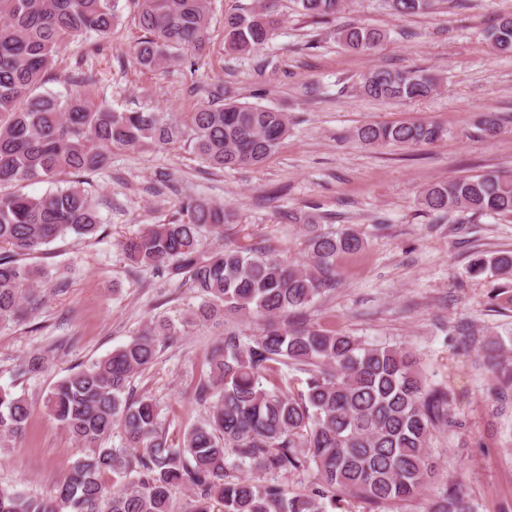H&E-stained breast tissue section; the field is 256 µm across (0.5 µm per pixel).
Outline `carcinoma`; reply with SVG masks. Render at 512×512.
Segmentation results:
<instances>
[{"label":"carcinoma","mask_w":512,"mask_h":512,"mask_svg":"<svg viewBox=\"0 0 512 512\" xmlns=\"http://www.w3.org/2000/svg\"><path fill=\"white\" fill-rule=\"evenodd\" d=\"M117 0H0V187L35 178L75 180L42 197L0 191V322L31 315L41 298L34 284L52 278L23 257L59 237H99L105 228L97 205L81 187V177L109 165L114 146L158 145L186 140L195 155L215 169L257 167L290 132L288 113L239 102L235 90L217 86L186 124L163 112H115L92 100L95 81L87 77L74 93L61 97L43 89L61 46L76 35L112 43L119 23ZM143 32L133 49L134 63L146 70L172 62L188 64L187 50L202 52L211 21L210 0H135ZM439 0H390L397 16L425 13ZM297 12L321 22L335 16L342 0H294ZM281 19L267 0L258 8L224 15V50L250 54L264 46ZM347 48L371 55L385 32L359 25L338 30ZM491 50L512 56V13L487 30ZM437 87L423 70L373 66L359 77L357 90L381 101L429 96ZM444 129L424 122L368 124L355 137L367 146L414 147L434 143ZM439 219L454 212L512 215V175L485 173L437 182L421 196ZM308 227L311 264L282 259L257 240L239 246L224 240V226L236 223L234 210L200 196L183 198L163 224H149L122 244L128 275L139 268L193 290L201 303L190 323L203 325L236 316L264 321L262 332L244 343L224 330V343L208 359L207 380L196 401L206 417L178 443L169 439L157 402L130 392L132 377L157 359L159 344L177 335L166 320H152L127 344L58 380L48 391L47 413L71 436L79 456L68 476L45 497L0 487V512H182L176 487L193 493L189 512H328L344 498L383 509L416 497L438 476L430 444L442 429L459 426L451 414V392L429 385L414 355L403 348L368 345L322 326L294 322L325 289L336 284V260L366 249L356 230L325 231L313 217L288 215ZM222 241L205 248V234ZM512 274V253L478 256L469 273ZM493 374L491 395L498 402L512 394V363L497 336L479 341ZM303 375L292 389L281 370ZM45 368L30 355L14 366L19 379ZM30 416L27 399L0 388V447L14 448ZM126 441L108 445L114 429ZM264 472L314 470L301 493L279 483L258 484L248 476L228 477L226 456ZM117 489L107 493L102 477ZM427 512H472L461 484L446 481Z\"/></svg>","instance_id":"carcinoma-1"}]
</instances>
